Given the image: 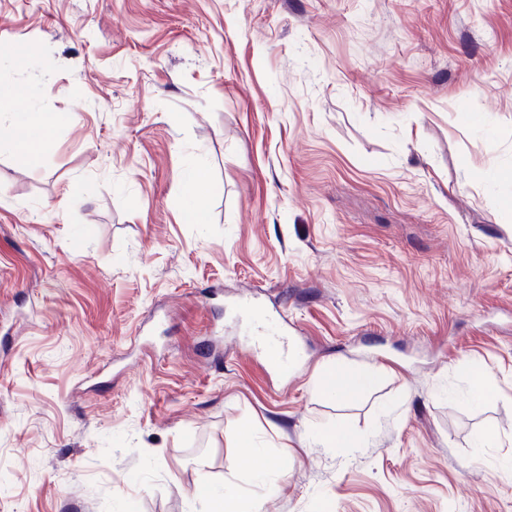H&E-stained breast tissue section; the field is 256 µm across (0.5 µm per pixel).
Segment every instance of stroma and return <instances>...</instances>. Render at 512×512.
Returning <instances> with one entry per match:
<instances>
[{"label":"stroma","mask_w":512,"mask_h":512,"mask_svg":"<svg viewBox=\"0 0 512 512\" xmlns=\"http://www.w3.org/2000/svg\"><path fill=\"white\" fill-rule=\"evenodd\" d=\"M0 81V512H512V0H0ZM66 117L62 114H56L48 120H42L37 117L27 116L15 125V136L13 138V146L23 152H29L34 149L35 143L33 134L35 130L41 132V143L47 140L48 134L52 127L63 123ZM324 385L336 396L347 398L353 393L367 391L375 385V372L372 369H348L337 371L329 368L324 375Z\"/></svg>","instance_id":"obj_1"}]
</instances>
